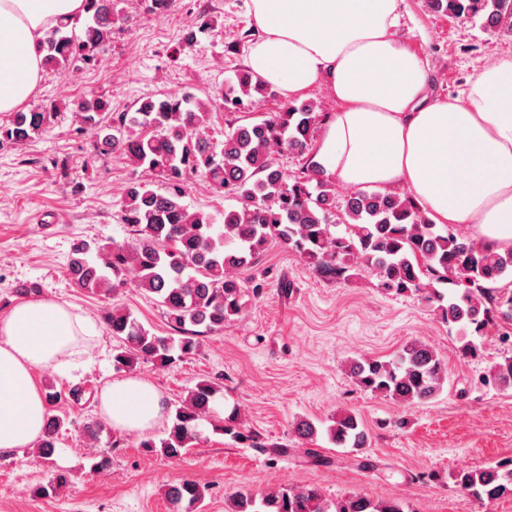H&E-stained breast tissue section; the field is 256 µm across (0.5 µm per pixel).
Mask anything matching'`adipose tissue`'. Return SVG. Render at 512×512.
Returning <instances> with one entry per match:
<instances>
[{"label":"adipose tissue","instance_id":"adipose-tissue-1","mask_svg":"<svg viewBox=\"0 0 512 512\" xmlns=\"http://www.w3.org/2000/svg\"><path fill=\"white\" fill-rule=\"evenodd\" d=\"M84 0H0V113L17 110L42 76V36L57 19L84 18ZM261 36L248 53L255 79L285 99L324 86L339 108L315 160L346 188L408 192L436 224L472 228L512 249V57L484 67L466 102L430 99L428 65L398 40L399 0H250ZM95 325L32 297L0 316V454L34 448L48 404L34 373L64 371ZM167 405L150 382L105 383L98 411L113 430L142 434Z\"/></svg>","mask_w":512,"mask_h":512}]
</instances>
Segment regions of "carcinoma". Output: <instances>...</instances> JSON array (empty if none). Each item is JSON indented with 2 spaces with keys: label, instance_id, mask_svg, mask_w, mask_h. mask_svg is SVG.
<instances>
[{
  "label": "carcinoma",
  "instance_id": "obj_1",
  "mask_svg": "<svg viewBox=\"0 0 512 512\" xmlns=\"http://www.w3.org/2000/svg\"><path fill=\"white\" fill-rule=\"evenodd\" d=\"M436 12L480 21L498 36L512 35V0H429ZM83 24L61 21L42 39V68L64 74L71 64L91 66L99 48L112 36L113 0H85ZM224 108L244 112L276 91L238 69L217 91ZM210 100L194 94L165 95L142 100L133 112L112 111L103 95L72 101L80 129L97 131V152H118L136 169L165 185L158 192L146 181L129 182L121 206L128 238L106 245L82 244L74 250L69 274L74 285L89 292H114L133 277L136 287L163 307L172 333L158 336L129 311L113 309L104 316L121 345L116 369L132 370L141 362L167 367L194 354L200 338L224 329L242 311L245 284L238 271L258 263L268 245L277 241L300 255L317 276L326 280L367 269L380 288L395 296L421 294L436 303L448 327L479 335L497 320L512 322V290L497 288L512 273V250L504 253L463 236L450 227L438 229L411 196L357 191L339 203L329 177L313 161L315 125L321 117L312 101H294L263 119L228 124L221 144L208 135ZM53 109L17 110L0 123V143L23 145L48 131ZM290 153L305 162L288 173L279 156ZM205 179L214 189L236 196L238 206L224 211L221 227L203 211L183 203L187 184ZM346 232L330 231L333 219ZM348 372L357 386L396 402L412 404L435 398L448 378L447 364L422 342L405 345L390 359H353ZM492 381L512 387V358L495 364ZM220 387L199 379L176 406L167 436L140 442L149 452L180 458L192 447L198 422L213 412ZM63 419L48 417L39 453L56 448ZM216 429L257 445L243 432L236 413ZM330 443L360 451L369 447L370 433L353 412L332 418L326 429ZM456 488L478 500L512 495V458L485 468L460 470ZM167 497L174 512H197L204 489L192 479L171 487ZM231 512H403L396 501H373L352 495L334 502L313 487L284 488L261 499L237 494Z\"/></svg>",
  "mask_w": 512,
  "mask_h": 512
}]
</instances>
